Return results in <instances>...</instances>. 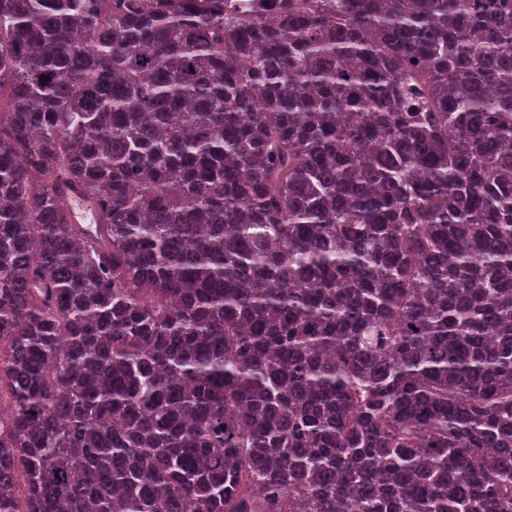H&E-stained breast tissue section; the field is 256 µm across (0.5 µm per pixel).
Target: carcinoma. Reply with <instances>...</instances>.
Instances as JSON below:
<instances>
[{"instance_id": "carcinoma-1", "label": "carcinoma", "mask_w": 512, "mask_h": 512, "mask_svg": "<svg viewBox=\"0 0 512 512\" xmlns=\"http://www.w3.org/2000/svg\"><path fill=\"white\" fill-rule=\"evenodd\" d=\"M0 512H512V0H0Z\"/></svg>"}]
</instances>
